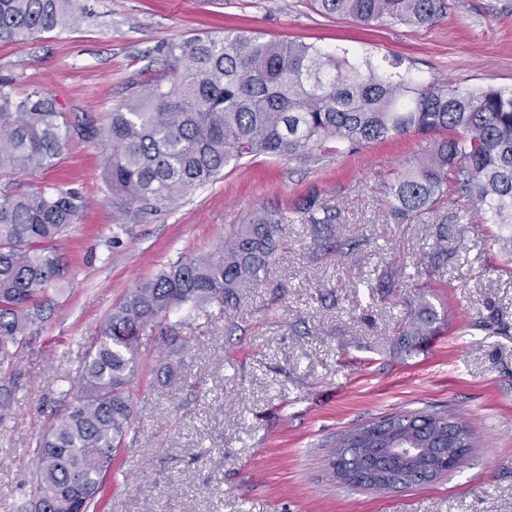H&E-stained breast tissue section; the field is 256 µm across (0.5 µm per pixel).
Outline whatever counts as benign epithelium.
<instances>
[{
    "instance_id": "1",
    "label": "benign epithelium",
    "mask_w": 512,
    "mask_h": 512,
    "mask_svg": "<svg viewBox=\"0 0 512 512\" xmlns=\"http://www.w3.org/2000/svg\"><path fill=\"white\" fill-rule=\"evenodd\" d=\"M386 440L392 447V452L404 460L400 469H390L377 465L370 469L355 471H336L335 478L346 484L361 482L369 489L404 487L412 482H429L446 473L450 462L442 459L429 447V444L414 435L397 434L395 430L384 425L369 427L359 434V448L348 449L349 454L371 448Z\"/></svg>"
}]
</instances>
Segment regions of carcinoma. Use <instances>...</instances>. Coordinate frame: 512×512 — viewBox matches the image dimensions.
<instances>
[{
	"label": "carcinoma",
	"instance_id": "cac0c4a2",
	"mask_svg": "<svg viewBox=\"0 0 512 512\" xmlns=\"http://www.w3.org/2000/svg\"><path fill=\"white\" fill-rule=\"evenodd\" d=\"M73 0H0V43H22L67 25ZM323 14L369 23L391 19L431 26L444 0H312ZM167 72L145 89L133 83L104 123H73L39 89L19 94L0 75V356L43 320L50 292L66 273L55 242L77 223L86 198L63 183L22 190L14 177L49 171L78 139L102 149L112 222L128 224L187 191L219 179L249 157L316 163L343 149L411 130L446 132L423 159L397 176L396 212L432 211L460 198L480 224L512 229V90L461 89L446 79L419 81L380 72L303 41L228 33L169 42ZM327 242L340 212L314 196L291 209ZM288 215L264 210L206 255H185L130 292L100 326L87 353L80 393L43 433L32 464L36 488L27 512H96L118 448L133 429L129 392L143 346L167 353L158 373L184 366V312L230 305L261 281L284 244ZM408 335L436 332L426 295ZM457 415L421 411L384 419L411 424L439 453L464 458L448 439Z\"/></svg>",
	"mask_w": 512,
	"mask_h": 512
}]
</instances>
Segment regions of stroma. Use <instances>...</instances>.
I'll return each mask as SVG.
<instances>
[{
    "label": "stroma",
    "mask_w": 512,
    "mask_h": 512,
    "mask_svg": "<svg viewBox=\"0 0 512 512\" xmlns=\"http://www.w3.org/2000/svg\"><path fill=\"white\" fill-rule=\"evenodd\" d=\"M73 27L0 44V74L55 98L71 121L104 118L133 82L163 73L160 47L242 32L302 40L382 71L512 88V0H448L437 23L364 25L309 0H79ZM435 134L407 132L315 164L259 156L142 221L116 229L101 149L72 142L34 183L88 198L59 241L66 278L43 322L0 357L12 393L0 422V512L35 490L43 432L77 395L85 355L114 306L184 254L211 252L263 210L319 195L341 211L330 245L289 223L266 276L234 307L212 304L181 330L185 367L158 380L143 348L130 391L136 428L117 454L100 512H512V262L499 229L461 201L395 214L389 186ZM427 294L438 332L401 340ZM447 411L473 431L464 464L435 481L375 492L336 482L351 430L405 411Z\"/></svg>",
    "instance_id": "35a3bbf8"
}]
</instances>
